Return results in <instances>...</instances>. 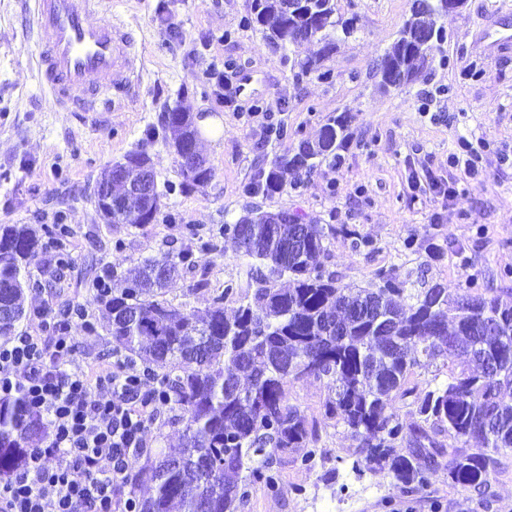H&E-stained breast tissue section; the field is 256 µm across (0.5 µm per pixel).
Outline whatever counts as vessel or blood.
Returning <instances> with one entry per match:
<instances>
[{
    "label": "vessel or blood",
    "instance_id": "vessel-or-blood-1",
    "mask_svg": "<svg viewBox=\"0 0 512 512\" xmlns=\"http://www.w3.org/2000/svg\"><path fill=\"white\" fill-rule=\"evenodd\" d=\"M36 38L31 50L42 88L68 112H90L129 83L141 63L124 23L90 21L96 0H26Z\"/></svg>",
    "mask_w": 512,
    "mask_h": 512
}]
</instances>
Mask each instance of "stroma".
<instances>
[{
	"label": "stroma",
	"instance_id": "35a3bbf8",
	"mask_svg": "<svg viewBox=\"0 0 512 512\" xmlns=\"http://www.w3.org/2000/svg\"><path fill=\"white\" fill-rule=\"evenodd\" d=\"M500 6L512 14V0H466L442 20L447 65L385 89L372 68L397 38L411 0H336L355 31L323 61L326 80L293 63L315 45L285 51L248 24V0H99V16L126 23L144 68L129 93L84 119L58 110L43 91L27 54L24 6L0 0V224L67 227L43 237L29 267L21 329L40 333L46 313L84 306L87 320L72 318L66 330L73 360L111 369L112 339L93 286L102 271L193 251L197 267L171 282L165 297L204 315L226 286L247 287V266L220 230L251 209H285L329 228L319 263L341 283L366 288L384 269L412 288H491L512 305V49L497 50L482 37ZM165 15L178 37L161 24ZM216 61L226 66L231 100L215 93ZM253 105L261 111L254 119L247 115ZM174 108L222 122L218 141H201L215 174L194 190H182L176 156L162 139L161 117ZM266 112L284 134L268 132ZM344 112L351 121L339 165L321 163L307 176L289 172L271 197L247 192L274 157L293 154L300 139H317ZM463 139L479 154L468 179L448 164L453 153L467 160ZM134 150L149 156L166 186L159 220L104 223L91 200L94 186ZM212 240L217 250H207ZM327 395L326 382L313 377L284 388L287 403L316 419ZM176 415L172 405L161 406L145 429L149 454L181 448ZM320 445L326 453L315 468L284 466L274 490L251 488L243 512H512V452L480 496L451 485L443 468L412 493L394 488L387 472H357L355 443L340 426L324 425ZM329 468L337 471L331 486L321 479Z\"/></svg>",
	"mask_w": 512,
	"mask_h": 512
}]
</instances>
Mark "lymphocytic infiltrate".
I'll return each instance as SVG.
<instances>
[{
    "mask_svg": "<svg viewBox=\"0 0 512 512\" xmlns=\"http://www.w3.org/2000/svg\"><path fill=\"white\" fill-rule=\"evenodd\" d=\"M43 329L0 343V398L23 396L47 415L56 464L47 467L43 451H30L24 468L0 485V512H135L115 487L144 448L143 430L168 403L167 391L144 370L68 365L69 336L54 318Z\"/></svg>",
    "mask_w": 512,
    "mask_h": 512,
    "instance_id": "obj_1",
    "label": "lymphocytic infiltrate"
}]
</instances>
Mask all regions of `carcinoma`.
Masks as SVG:
<instances>
[{
    "label": "carcinoma",
    "mask_w": 512,
    "mask_h": 512,
    "mask_svg": "<svg viewBox=\"0 0 512 512\" xmlns=\"http://www.w3.org/2000/svg\"><path fill=\"white\" fill-rule=\"evenodd\" d=\"M414 3L385 53L386 65L375 69L382 86L412 80L417 62H447L442 43L426 44L417 31L441 30L448 0ZM284 5L249 0L254 22L274 46L322 44L294 65L329 78L321 62L338 34L353 32V20L337 15L335 0H313V11L295 16L285 15ZM161 126L183 187L205 186L214 168L196 158L190 113L166 112ZM347 127L348 117H336L317 140H301L292 157H275L263 193L281 192L290 170L310 172L323 161L341 160ZM162 196L154 177L150 194L129 192L100 216L108 224H152ZM277 217L274 224L270 213L250 211L224 225L222 235L250 239L239 254L250 282L231 316L224 309V299L234 294L231 285L201 319L164 298L169 279L197 265L190 251L127 268L122 289L104 303L112 351L162 371L184 425L178 454L137 455L130 462L131 484L152 490L138 512H239L249 488H274L286 464L316 466L323 421L343 426L356 442L354 469L385 470L402 491L426 486L444 466L451 483L486 494L501 469L500 456L512 451V306L501 305L489 290L451 293L440 283L410 290L386 271L377 273L372 287L355 289L321 269L323 225L290 224L286 210ZM44 233L43 226L0 224V336L14 335L24 315L26 269ZM161 264L169 267L164 279L157 274ZM125 313L136 320L124 319ZM438 360L448 366V382L422 396L408 387L414 369ZM311 376L331 389L321 422L284 399L285 383ZM409 396L417 403L415 420L401 417L397 407ZM46 429L42 412L23 397L0 399V481L24 466L29 444ZM470 441L482 447H464ZM296 448L307 449L299 460L290 457Z\"/></svg>",
    "instance_id": "carcinoma-1"
}]
</instances>
